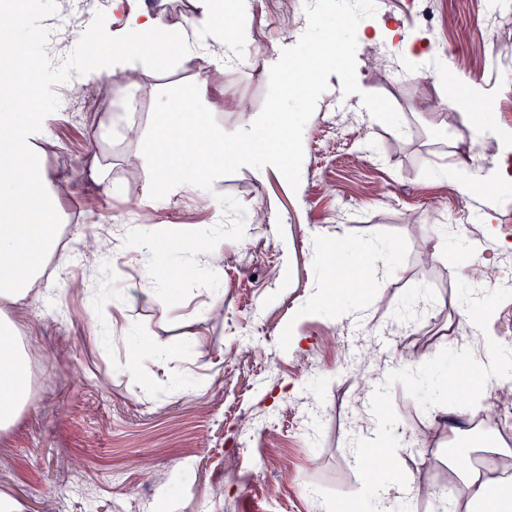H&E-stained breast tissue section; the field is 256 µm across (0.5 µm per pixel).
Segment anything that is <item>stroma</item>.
Returning <instances> with one entry per match:
<instances>
[{"mask_svg": "<svg viewBox=\"0 0 512 512\" xmlns=\"http://www.w3.org/2000/svg\"><path fill=\"white\" fill-rule=\"evenodd\" d=\"M376 2L365 33L386 46L387 66L357 74L376 108L358 111L329 80L305 126L295 189L278 170L258 179L243 168L208 202L185 192L151 199L148 166L133 158L138 142L117 122L100 130L98 118L124 112L135 97L148 129L158 93L192 82L218 125L236 131L263 107L270 60L306 30L302 0H252L233 16L239 60L219 74V93L209 85L210 59L177 55L136 85L113 76L102 106L78 94L73 111H59L52 80L41 85L46 169L73 263L19 322L31 396L0 436V496L21 512H336L338 499L361 492L349 455L357 428L426 429L430 407L409 373L419 367L423 381L439 383L463 326L458 308L472 284L454 254L457 239L512 241V200L499 204L493 223L473 221L477 202L449 183L468 130L448 115L447 81L414 71L449 61L483 86L494 121L512 128V10L488 32L483 0H430V28L420 0ZM385 24L412 41L413 56L387 47ZM96 153L112 157L111 184L90 175ZM247 206L259 223L238 222ZM135 224L161 238L195 236L222 255L220 280L209 279L201 252L180 251L170 262L194 268L193 277L150 301L127 298L118 322L112 305L88 309L91 292L142 282V255L125 234ZM425 238L443 242L436 257L422 256ZM344 243L360 251L370 285L318 301V259ZM294 336L306 347L292 346ZM152 340L165 344L164 362L147 359L131 373L128 351ZM369 348L401 373L386 391L382 421L353 366ZM496 432L491 420L442 444L440 463L429 467L420 446L401 447L392 464L444 480L446 459Z\"/></svg>", "mask_w": 512, "mask_h": 512, "instance_id": "35a3bbf8", "label": "stroma"}]
</instances>
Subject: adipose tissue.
Returning <instances> with one entry per match:
<instances>
[{
    "instance_id": "adipose-tissue-1",
    "label": "adipose tissue",
    "mask_w": 512,
    "mask_h": 512,
    "mask_svg": "<svg viewBox=\"0 0 512 512\" xmlns=\"http://www.w3.org/2000/svg\"><path fill=\"white\" fill-rule=\"evenodd\" d=\"M195 14L190 30L165 23L161 16L147 8L127 7L125 0H112V9L122 16V25L110 43L81 32L75 40L84 55L93 57V65L83 67L81 83L98 88L111 83L115 71L126 72L129 79L161 63L173 54L192 56L209 53L213 45H227L228 29L224 21L222 0H195ZM18 16L9 7L0 8V265L10 270L0 277V434L15 424L27 402L29 371L24 343L16 317L10 306L30 297L43 275L45 258L54 256L61 267H68L71 257L59 252L61 214L44 167L45 151L40 145V109H17V102L28 86L38 78L29 68L17 35ZM459 87L456 110L462 116L471 140H496L503 156L512 155V129L495 125L489 113L478 111L482 98L481 85L471 79L453 76ZM456 192L468 198L487 195L501 197L512 193V175L498 169L483 175L473 172L467 156H460L450 176ZM141 250L153 259L150 275L157 284L170 283L179 277L178 268L166 257L183 247L181 240L159 243L153 235L132 226L126 231ZM489 304L486 298L469 295L459 308L460 317L469 324L482 346L473 354L467 344L449 343L448 371L467 376V390L490 386L512 389V349L490 342L485 335ZM474 413L455 402L433 403L426 432L420 437L422 447H433L435 441L451 440L472 432ZM405 438L403 428L380 438L378 433L356 434L351 462L366 476V489L373 512H388L390 494L413 500L418 496L416 480H406L387 473L376 479L370 472L368 458L376 447L394 450ZM455 484L451 512H512V476L491 475L482 468L464 469L449 465Z\"/></svg>"
}]
</instances>
